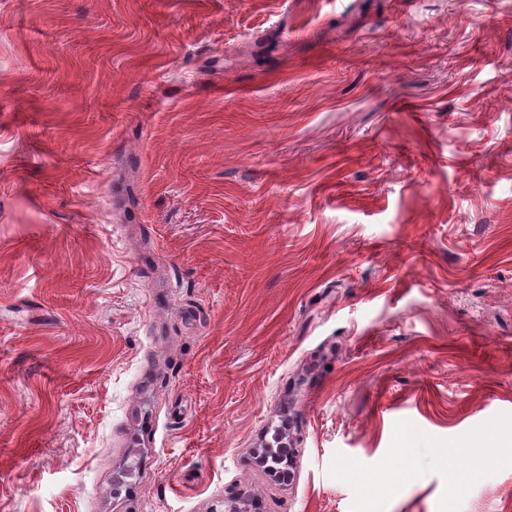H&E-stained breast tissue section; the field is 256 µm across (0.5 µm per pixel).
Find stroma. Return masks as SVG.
<instances>
[{"mask_svg":"<svg viewBox=\"0 0 512 512\" xmlns=\"http://www.w3.org/2000/svg\"><path fill=\"white\" fill-rule=\"evenodd\" d=\"M0 512H512V0H0ZM268 432L265 430L262 434L261 444L257 448V455L260 461L273 470V474L280 480L288 479V474L292 466V455L287 449L272 451L268 448Z\"/></svg>","mask_w":512,"mask_h":512,"instance_id":"1","label":"stroma"}]
</instances>
